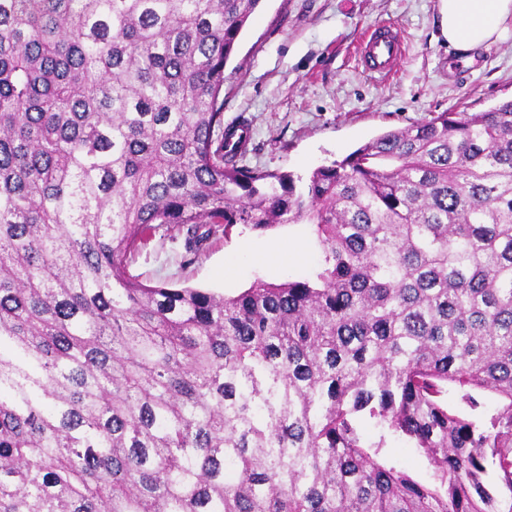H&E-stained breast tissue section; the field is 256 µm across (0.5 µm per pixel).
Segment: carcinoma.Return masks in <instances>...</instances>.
Returning a JSON list of instances; mask_svg holds the SVG:
<instances>
[{"instance_id": "carcinoma-1", "label": "carcinoma", "mask_w": 512, "mask_h": 512, "mask_svg": "<svg viewBox=\"0 0 512 512\" xmlns=\"http://www.w3.org/2000/svg\"><path fill=\"white\" fill-rule=\"evenodd\" d=\"M261 2L0 0V512H512V100L248 168L224 68ZM291 223L309 278L125 270L162 225ZM412 446L403 437L388 435L381 456L383 459L406 469L419 481L430 483L434 469L426 457Z\"/></svg>"}]
</instances>
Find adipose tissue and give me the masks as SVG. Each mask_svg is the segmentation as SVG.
Listing matches in <instances>:
<instances>
[{"label": "adipose tissue", "mask_w": 512, "mask_h": 512, "mask_svg": "<svg viewBox=\"0 0 512 512\" xmlns=\"http://www.w3.org/2000/svg\"><path fill=\"white\" fill-rule=\"evenodd\" d=\"M442 33L466 59L512 37V0H441Z\"/></svg>", "instance_id": "obj_1"}]
</instances>
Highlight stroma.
<instances>
[{
	"label": "stroma",
	"instance_id": "stroma-1",
	"mask_svg": "<svg viewBox=\"0 0 512 512\" xmlns=\"http://www.w3.org/2000/svg\"><path fill=\"white\" fill-rule=\"evenodd\" d=\"M440 21V0H263L224 69V122L251 128L246 165L305 177L385 131L512 99V41L466 63L449 49ZM379 22L395 23L404 42L386 79L366 73L355 56ZM321 258L311 225H239L212 236L193 259L183 239L158 232L130 253L127 272L146 284L232 296L257 281L307 278ZM385 440L383 459L431 482L432 465L407 439Z\"/></svg>",
	"mask_w": 512,
	"mask_h": 512
}]
</instances>
